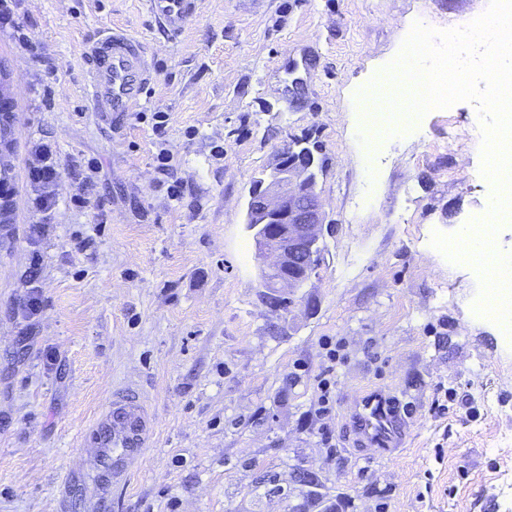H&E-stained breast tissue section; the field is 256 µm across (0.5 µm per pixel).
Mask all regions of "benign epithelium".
Returning a JSON list of instances; mask_svg holds the SVG:
<instances>
[{
	"label": "benign epithelium",
	"instance_id": "obj_1",
	"mask_svg": "<svg viewBox=\"0 0 512 512\" xmlns=\"http://www.w3.org/2000/svg\"><path fill=\"white\" fill-rule=\"evenodd\" d=\"M11 72L0 61V155L16 121L6 92ZM245 224L253 231L255 258L266 295L293 294L318 274L320 239L326 225L317 192V162L311 150L289 143L270 171L255 178L248 191Z\"/></svg>",
	"mask_w": 512,
	"mask_h": 512
}]
</instances>
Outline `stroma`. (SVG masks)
<instances>
[{
    "mask_svg": "<svg viewBox=\"0 0 512 512\" xmlns=\"http://www.w3.org/2000/svg\"><path fill=\"white\" fill-rule=\"evenodd\" d=\"M488 6L200 0L173 38L145 0H12L0 19L17 113L13 221L0 224V512H320L303 470L332 512H506L512 346L472 313L473 266L431 244L494 193L475 105L379 139L357 98L415 23L444 30ZM112 29L152 62L123 115L87 97L89 48ZM294 139L315 149L330 231L308 303L283 319L260 297L245 213L251 180ZM45 146L56 177L39 209L29 173ZM369 388L409 410L390 457L344 434L348 399ZM126 391L154 433L100 502L81 433Z\"/></svg>",
    "mask_w": 512,
    "mask_h": 512,
    "instance_id": "obj_1",
    "label": "stroma"
}]
</instances>
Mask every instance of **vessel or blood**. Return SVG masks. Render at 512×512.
Instances as JSON below:
<instances>
[{"mask_svg":"<svg viewBox=\"0 0 512 512\" xmlns=\"http://www.w3.org/2000/svg\"><path fill=\"white\" fill-rule=\"evenodd\" d=\"M147 9L171 36H178L197 14L199 0H146ZM89 100L93 111L125 113L138 106L149 80V63L142 40L125 32L102 34L89 52ZM345 425L356 448H374L389 455L407 440L405 413L398 398L374 389L350 403ZM154 423L139 397L112 399L91 424L87 437L96 448L90 478L99 495L108 498L126 484L131 460L141 457Z\"/></svg>","mask_w":512,"mask_h":512,"instance_id":"b4317fda","label":"vessel or blood"}]
</instances>
